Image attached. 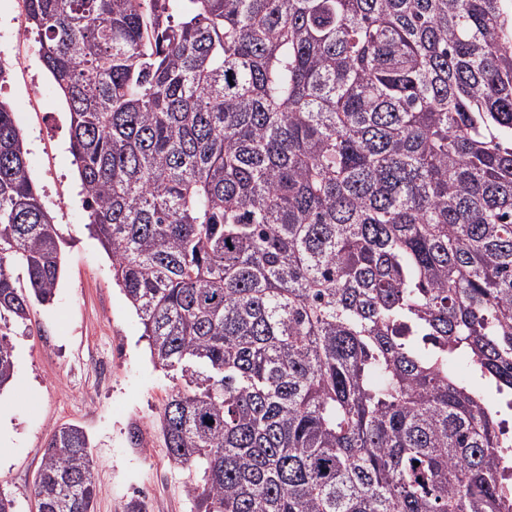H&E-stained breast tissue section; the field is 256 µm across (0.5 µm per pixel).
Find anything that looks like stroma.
I'll return each instance as SVG.
<instances>
[{"instance_id": "stroma-1", "label": "stroma", "mask_w": 512, "mask_h": 512, "mask_svg": "<svg viewBox=\"0 0 512 512\" xmlns=\"http://www.w3.org/2000/svg\"><path fill=\"white\" fill-rule=\"evenodd\" d=\"M1 92L15 107L30 174L55 217L62 268L53 302L33 303L29 321L10 330L15 368L0 391V488L15 512H36L31 490L46 437L54 426L75 424L97 463L93 512H125L137 498L149 512H193L187 474L170 465L157 417L181 379L153 364L112 260L86 230L68 108L36 55L11 70ZM134 422L144 447L129 443Z\"/></svg>"}]
</instances>
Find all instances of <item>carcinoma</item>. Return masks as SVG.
I'll return each mask as SVG.
<instances>
[{
  "mask_svg": "<svg viewBox=\"0 0 512 512\" xmlns=\"http://www.w3.org/2000/svg\"><path fill=\"white\" fill-rule=\"evenodd\" d=\"M194 512H512L504 0H25ZM22 263L28 285H17ZM61 271L0 97L8 330ZM467 358L472 379L458 380ZM54 426L36 512H93Z\"/></svg>",
  "mask_w": 512,
  "mask_h": 512,
  "instance_id": "obj_1",
  "label": "carcinoma"
}]
</instances>
